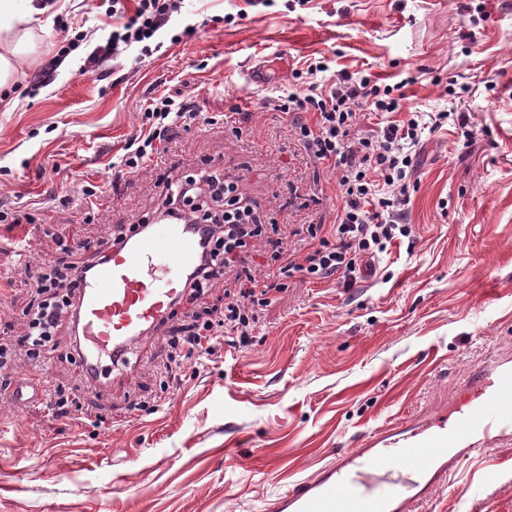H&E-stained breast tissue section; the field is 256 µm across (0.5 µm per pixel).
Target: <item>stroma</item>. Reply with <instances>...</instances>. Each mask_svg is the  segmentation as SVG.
I'll return each mask as SVG.
<instances>
[{
	"mask_svg": "<svg viewBox=\"0 0 512 512\" xmlns=\"http://www.w3.org/2000/svg\"><path fill=\"white\" fill-rule=\"evenodd\" d=\"M57 2L31 22L32 63L10 88L14 109L0 110V204L28 203L20 223H0V327L14 337L38 301L25 267L54 260V235L94 246L115 226L154 221L160 182L202 168L238 179L274 240L304 255L303 226L336 221L337 172L264 101L296 86L307 59L328 60L325 81L412 77L404 112L455 116L417 148L410 243L348 286L295 274L244 347L188 363L169 389L165 327L97 391L70 357L71 323L40 367L18 359L15 380L65 385L79 412L0 404V512H265L293 480L512 349V0H184L158 51L134 45L87 73L112 31L109 4ZM76 27L87 38L69 67L33 86ZM251 68L263 83L245 82ZM454 80L467 92L452 94ZM176 90L200 119L173 128L146 171L113 178L151 98ZM87 181L105 188L88 204ZM61 188L71 203L45 205ZM237 288L227 272L176 304L174 324L218 314ZM422 512H512V446L463 460Z\"/></svg>",
	"mask_w": 512,
	"mask_h": 512,
	"instance_id": "35a3bbf8",
	"label": "stroma"
}]
</instances>
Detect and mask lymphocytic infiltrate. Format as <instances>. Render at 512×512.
I'll list each match as a JSON object with an SVG mask.
<instances>
[{"label":"lymphocytic infiltrate","mask_w":512,"mask_h":512,"mask_svg":"<svg viewBox=\"0 0 512 512\" xmlns=\"http://www.w3.org/2000/svg\"><path fill=\"white\" fill-rule=\"evenodd\" d=\"M112 3V14L118 22L105 45L88 54L85 68L102 65L134 44L140 45L142 54H149L151 40L171 14L180 10L182 0H137L132 10L124 0ZM401 89L398 83L381 86L369 77L344 73L331 83L311 82L303 89H285L272 97L276 111L298 116L309 112L315 116L314 124L298 120L293 128L307 152L330 161L337 170L342 209L335 224L307 225L305 236L315 245L303 260L274 250L270 256L275 264L271 277L260 279L249 268H240L239 292L225 302L220 318L174 328L167 341L165 371L169 380H177L190 360L215 355L224 345H244L261 312L296 273L313 280L339 277L348 283L364 261L387 252L394 241L411 236L406 207L416 148L424 132L447 123L449 112L436 113L427 121L412 112L369 134H351L364 106L384 114L401 111ZM197 118L193 102L183 95L163 93L152 98L130 149L112 164L115 176L141 172L158 154L174 126L190 125ZM195 183L190 175L172 183L159 218L170 224H187L195 230L199 252L195 267L186 277V286L190 292L199 293L222 277L225 269L237 266L248 240L263 236L265 230L254 222L236 181L210 177V198L228 197L238 202L236 208L215 214L210 212L207 200L198 197ZM57 247L55 260L25 272L43 299L29 320L27 334L14 344L0 342V392L11 387L17 358L42 362L61 322L74 316L80 289L79 264L75 260L78 249L64 238L58 239Z\"/></svg>","instance_id":"1"}]
</instances>
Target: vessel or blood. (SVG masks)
Returning a JSON list of instances; mask_svg holds the SVG:
<instances>
[{"label":"vessel or blood","mask_w":512,"mask_h":512,"mask_svg":"<svg viewBox=\"0 0 512 512\" xmlns=\"http://www.w3.org/2000/svg\"><path fill=\"white\" fill-rule=\"evenodd\" d=\"M106 260L81 268L75 352L94 389L129 363L159 330L194 267L198 239L181 224H156ZM512 442V359L476 366L447 405L379 428L295 481L267 512H420L468 457Z\"/></svg>","instance_id":"obj_1"}]
</instances>
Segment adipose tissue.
I'll use <instances>...</instances> for the list:
<instances>
[{"mask_svg":"<svg viewBox=\"0 0 512 512\" xmlns=\"http://www.w3.org/2000/svg\"><path fill=\"white\" fill-rule=\"evenodd\" d=\"M43 12V7L35 0H30L23 11L18 10L16 0H0V89L11 85L34 51L27 36L18 34V25L30 22Z\"/></svg>","mask_w":512,"mask_h":512,"instance_id":"adipose-tissue-1","label":"adipose tissue"}]
</instances>
